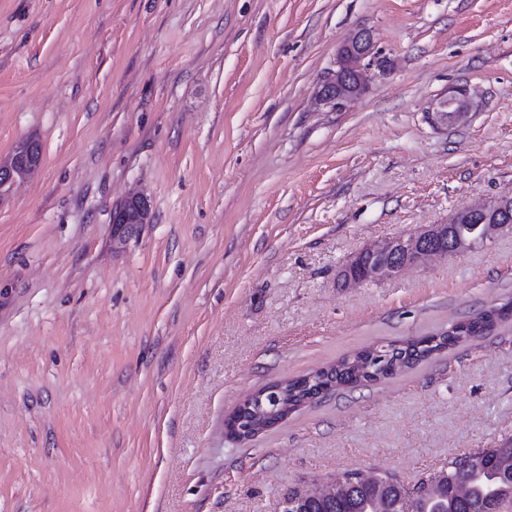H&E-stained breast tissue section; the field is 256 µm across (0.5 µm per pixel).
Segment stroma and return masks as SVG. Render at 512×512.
Returning <instances> with one entry per match:
<instances>
[{
  "instance_id": "1",
  "label": "stroma",
  "mask_w": 512,
  "mask_h": 512,
  "mask_svg": "<svg viewBox=\"0 0 512 512\" xmlns=\"http://www.w3.org/2000/svg\"><path fill=\"white\" fill-rule=\"evenodd\" d=\"M383 75L317 100L352 35ZM466 88L464 122L433 103ZM0 512H279L512 440V316L263 433V387L512 302V230L351 287L367 244L512 196V0H0ZM133 194L147 223L115 228ZM40 162L41 149L38 143L29 140L18 143L11 157L0 163V201L7 198L17 185L25 182Z\"/></svg>"
}]
</instances>
